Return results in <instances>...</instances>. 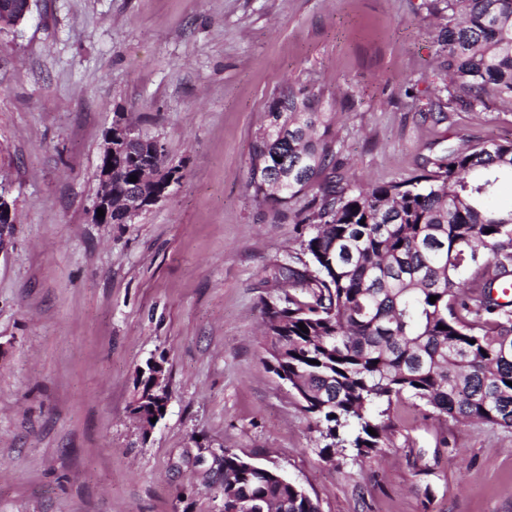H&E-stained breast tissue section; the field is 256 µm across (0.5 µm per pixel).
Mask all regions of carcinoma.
Listing matches in <instances>:
<instances>
[{
  "mask_svg": "<svg viewBox=\"0 0 512 512\" xmlns=\"http://www.w3.org/2000/svg\"><path fill=\"white\" fill-rule=\"evenodd\" d=\"M446 9L437 43L448 107L512 100V0H446ZM322 95L282 91L250 146L255 196L287 205L311 194L291 217L310 226L309 262L275 271L308 298L264 304L274 372L288 378L330 440L321 449L328 456L338 446L360 456L387 446L389 405L404 394L439 416L511 428L512 303L493 291L512 286V210L488 200L499 179L512 176V142L452 149L425 160L408 181L350 183L336 175V135ZM143 164L164 185L178 172L139 139L112 158V192L133 193L130 176ZM216 462L227 512H320L299 484L245 469L236 453L225 449Z\"/></svg>",
  "mask_w": 512,
  "mask_h": 512,
  "instance_id": "obj_1",
  "label": "carcinoma"
}]
</instances>
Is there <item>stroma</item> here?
<instances>
[{
    "mask_svg": "<svg viewBox=\"0 0 512 512\" xmlns=\"http://www.w3.org/2000/svg\"><path fill=\"white\" fill-rule=\"evenodd\" d=\"M445 0H32L0 29V512H220L212 452L274 467L320 512H512V429L394 401L368 457L324 439L264 364L274 268L310 229L248 187L273 98L314 86L345 178L512 141V103L423 120L443 86ZM130 122L182 178L129 224L91 220L106 131ZM163 361L165 416L133 414ZM16 224L15 207L6 191H0V251L12 226Z\"/></svg>",
    "mask_w": 512,
    "mask_h": 512,
    "instance_id": "stroma-1",
    "label": "stroma"
}]
</instances>
